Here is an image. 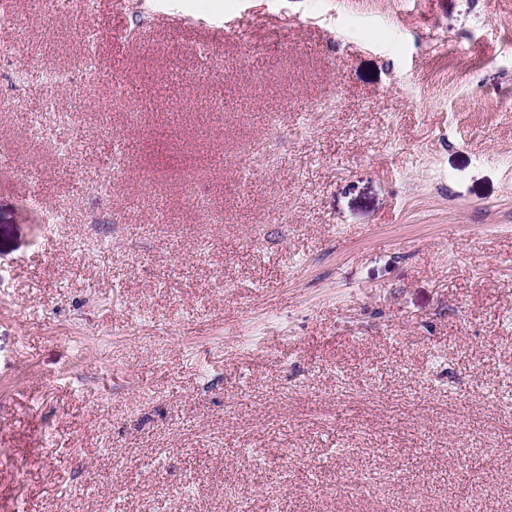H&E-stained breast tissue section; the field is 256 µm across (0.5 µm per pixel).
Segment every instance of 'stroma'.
I'll use <instances>...</instances> for the list:
<instances>
[{
  "label": "stroma",
  "instance_id": "obj_1",
  "mask_svg": "<svg viewBox=\"0 0 512 512\" xmlns=\"http://www.w3.org/2000/svg\"><path fill=\"white\" fill-rule=\"evenodd\" d=\"M84 5L0 26V512H512V0ZM56 109L52 104H46L43 112L33 114L29 120V126L32 134L40 139L42 142L48 145L51 152L63 156L65 159L73 156L75 147L72 144L65 150L59 151L57 145L50 139L45 137V129L50 123L62 120L64 117H68V113L53 112Z\"/></svg>",
  "mask_w": 512,
  "mask_h": 512
}]
</instances>
